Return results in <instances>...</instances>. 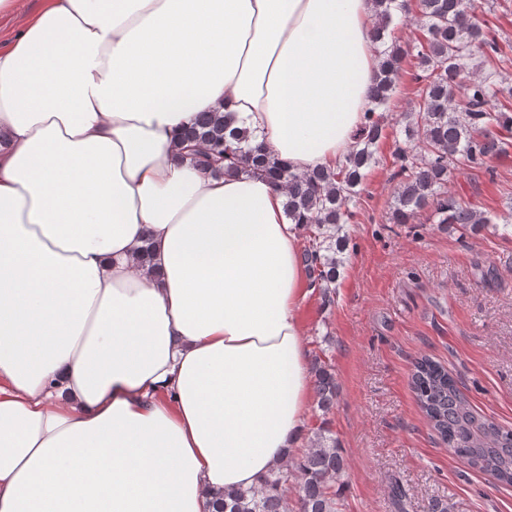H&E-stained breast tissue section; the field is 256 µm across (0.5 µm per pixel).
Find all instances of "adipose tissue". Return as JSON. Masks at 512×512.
Listing matches in <instances>:
<instances>
[{
    "label": "adipose tissue",
    "mask_w": 512,
    "mask_h": 512,
    "mask_svg": "<svg viewBox=\"0 0 512 512\" xmlns=\"http://www.w3.org/2000/svg\"><path fill=\"white\" fill-rule=\"evenodd\" d=\"M373 0H44L0 49V512H208L305 447L301 225L178 145L291 170L369 107Z\"/></svg>",
    "instance_id": "1"
}]
</instances>
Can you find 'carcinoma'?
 <instances>
[{
	"label": "carcinoma",
	"mask_w": 512,
	"mask_h": 512,
	"mask_svg": "<svg viewBox=\"0 0 512 512\" xmlns=\"http://www.w3.org/2000/svg\"><path fill=\"white\" fill-rule=\"evenodd\" d=\"M374 5L378 64L370 87L373 107L342 165L293 172L247 127H230L222 112L199 113L181 133L201 170L222 175L250 169L285 185V216L313 234L302 260L327 302L344 264L349 241L344 226L354 222L360 187L376 163L378 144L385 138L383 112L405 59L399 41L388 32L393 16L414 12L419 19L413 80L421 93L417 109L408 113L404 143L394 151L399 183L391 223L409 224L428 206L438 223L457 224L466 232L494 223L496 217L448 196V170L455 161L482 168L512 145V109L507 105L512 76L501 67L505 54L499 29L476 18V0H374ZM477 59L487 70L473 79ZM311 370L318 408L326 414L336 400V374L319 358ZM411 388L454 455L491 480L512 485V429L474 411L455 378L430 358L415 362ZM346 467L336 438L321 427L293 468L270 473L258 488L220 494L215 512H288L289 481L297 477L295 512H341L331 480H339Z\"/></svg>",
	"instance_id": "obj_1"
}]
</instances>
